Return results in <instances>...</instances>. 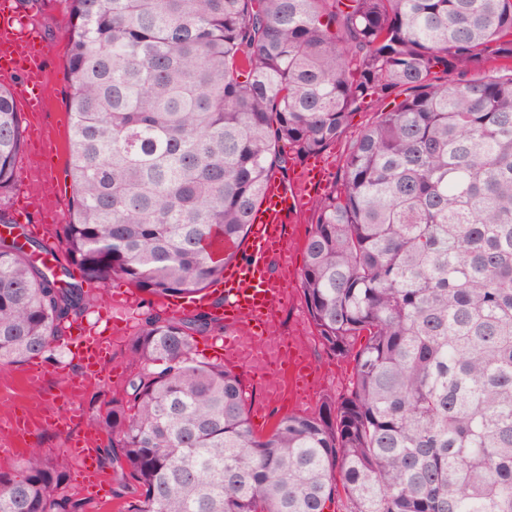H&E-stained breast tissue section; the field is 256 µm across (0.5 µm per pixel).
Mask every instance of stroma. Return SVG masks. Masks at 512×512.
<instances>
[{"label": "stroma", "mask_w": 512, "mask_h": 512, "mask_svg": "<svg viewBox=\"0 0 512 512\" xmlns=\"http://www.w3.org/2000/svg\"><path fill=\"white\" fill-rule=\"evenodd\" d=\"M19 9L27 13L37 24L45 41L53 46V58L49 67V81L46 89L48 108L42 114L43 130L54 145L56 152L55 184L60 185L57 194V219H50L36 204H23L17 191L0 194V209L13 212L17 206H25L28 221L44 225L46 232L58 247V258L62 264H70L71 258L65 249L63 226L70 219L71 192L64 186L65 170L70 158V114L67 105L72 77L67 62L70 32L74 19L67 0H17ZM119 278L101 281L104 296L95 314L89 318L91 332L116 329L120 338L112 347V356L103 367L101 380L93 382L81 397L85 416H92L98 406L112 395L121 393L134 370L127 351V341L141 326L148 308L156 300L146 293H139L138 304L131 314L121 322H113L112 307L108 298L114 288L122 286ZM276 326L285 336H294L306 348L312 367L316 372L315 391L310 397L300 392L289 391L287 397L269 403L261 417L252 419L254 429L267 432L282 416L292 412L316 413L323 401L338 398L349 388L353 363L346 358H337L321 346L317 331L310 319L300 280H293L288 287V298L281 307ZM45 376L39 387H32L25 380L24 366H15L0 372V414L7 413L19 404L36 400L51 403L55 394L70 376L79 374L80 362L72 343L53 348L49 357L43 358Z\"/></svg>", "instance_id": "35a3bbf8"}]
</instances>
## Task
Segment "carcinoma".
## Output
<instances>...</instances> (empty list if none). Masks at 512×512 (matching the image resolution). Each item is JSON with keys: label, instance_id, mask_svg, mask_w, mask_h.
Segmentation results:
<instances>
[{"label": "carcinoma", "instance_id": "carcinoma-1", "mask_svg": "<svg viewBox=\"0 0 512 512\" xmlns=\"http://www.w3.org/2000/svg\"><path fill=\"white\" fill-rule=\"evenodd\" d=\"M80 271L0 236V371L94 312L83 283L192 298L224 277L268 179L373 117L320 195L302 292L349 392L258 435L194 358L216 319L151 312L93 415L122 512H512V0H68ZM24 147L0 84V192ZM66 449L0 471V512H91Z\"/></svg>", "mask_w": 512, "mask_h": 512}]
</instances>
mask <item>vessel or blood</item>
I'll list each match as a JSON object with an SVG mask.
<instances>
[{
	"label": "vessel or blood",
	"mask_w": 512,
	"mask_h": 512,
	"mask_svg": "<svg viewBox=\"0 0 512 512\" xmlns=\"http://www.w3.org/2000/svg\"><path fill=\"white\" fill-rule=\"evenodd\" d=\"M51 56V46L42 39L31 18L18 9L15 0H0V72L19 78L17 96L31 116L27 136L32 143L41 139L37 118L45 108L43 94ZM323 177L322 170L303 167L294 171L288 182L270 179L253 216L245 260L225 270L216 294L200 293L186 304H165L174 314L188 305L212 311L215 318L225 321L233 330L232 336L224 340L226 364L242 366L260 376L270 372L272 365H279V373L289 386L306 378L310 368L302 360L290 362L285 368L280 366L281 342L270 334L271 319L288 294L279 274L288 268L289 219L314 202ZM111 351V337L80 334L76 354L82 365L81 381L98 377ZM64 445L85 482L98 484L102 473L97 438L68 439Z\"/></svg>",
	"instance_id": "vessel-or-blood-1"
}]
</instances>
